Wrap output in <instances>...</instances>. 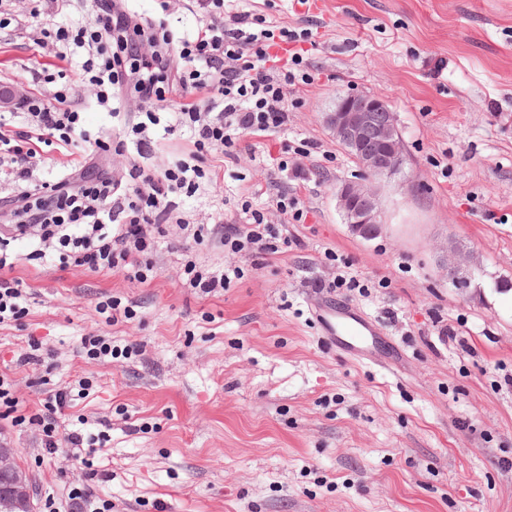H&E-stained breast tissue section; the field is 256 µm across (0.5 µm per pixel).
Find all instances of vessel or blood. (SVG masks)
I'll return each instance as SVG.
<instances>
[{"label": "vessel or blood", "mask_w": 512, "mask_h": 512, "mask_svg": "<svg viewBox=\"0 0 512 512\" xmlns=\"http://www.w3.org/2000/svg\"><path fill=\"white\" fill-rule=\"evenodd\" d=\"M312 306L316 320L333 345L357 359L368 356L365 343L368 337L378 333L370 321L356 314L349 306L333 300L317 299Z\"/></svg>", "instance_id": "obj_1"}]
</instances>
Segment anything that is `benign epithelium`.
<instances>
[{
	"label": "benign epithelium",
	"mask_w": 512,
	"mask_h": 512,
	"mask_svg": "<svg viewBox=\"0 0 512 512\" xmlns=\"http://www.w3.org/2000/svg\"><path fill=\"white\" fill-rule=\"evenodd\" d=\"M324 122L336 141L354 158L364 173L348 180L336 192L344 223L357 234L369 236L384 221L373 182L403 172L407 157L402 134L385 98L379 94H349L326 113ZM473 276L471 260L458 249L448 255V282L465 287ZM0 509L3 512H36L29 473L18 462L14 449L0 440Z\"/></svg>",
	"instance_id": "1"
}]
</instances>
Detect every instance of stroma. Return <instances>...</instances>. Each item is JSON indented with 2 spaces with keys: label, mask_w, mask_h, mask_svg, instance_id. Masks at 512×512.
<instances>
[{
  "label": "stroma",
  "mask_w": 512,
  "mask_h": 512,
  "mask_svg": "<svg viewBox=\"0 0 512 512\" xmlns=\"http://www.w3.org/2000/svg\"><path fill=\"white\" fill-rule=\"evenodd\" d=\"M255 0L257 13L312 36L292 42L311 76L289 96L288 129L246 136L237 160L209 157L217 179L181 197L191 247L221 270L243 268L223 294L181 286L177 225L167 227L151 284L19 260L29 312L0 327V370L34 407L51 387L83 388L62 430L86 425L103 450L42 458L36 434L0 420L30 472L36 504L61 499L92 474L112 512H512V0ZM0 86L52 96L66 71L70 105L90 130L107 119L81 81L79 59L37 49L21 0H0ZM383 95L409 164L378 183L384 225L355 234L336 190L360 177L323 121L338 98ZM182 132L129 144L108 166L164 168L186 154ZM288 171H280L281 162ZM301 221L269 210L298 240L288 252L231 254L224 227L237 205L280 191ZM475 262L471 283L448 282V252ZM344 271L364 290L339 288L399 348L392 367L331 348L312 316L322 281ZM121 298L136 316L111 325L96 306ZM139 347L131 358L87 359L84 335ZM38 345L45 362L18 365ZM51 385H43V376Z\"/></svg>",
  "instance_id": "stroma-1"
}]
</instances>
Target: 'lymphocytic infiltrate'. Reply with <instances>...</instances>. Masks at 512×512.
I'll use <instances>...</instances> for the list:
<instances>
[{
    "label": "lymphocytic infiltrate",
    "instance_id": "1",
    "mask_svg": "<svg viewBox=\"0 0 512 512\" xmlns=\"http://www.w3.org/2000/svg\"><path fill=\"white\" fill-rule=\"evenodd\" d=\"M159 11L144 22H133L125 0H93L87 20L60 25L69 0H50L53 17L41 29L64 50L79 54L84 80L94 88L106 111L108 129L84 128L72 110L68 85L53 99L32 93L21 97L15 111L0 113V161L10 163L7 176L16 186L13 207L0 221V326L17 322L29 294L12 278L19 259L14 243H25L27 260L99 275L121 273L131 283L145 285L157 276L152 256L165 225L178 223L185 237L203 243L210 230L204 224L179 219L178 197L195 193L209 175L204 165L211 152L238 157L243 136L281 133L288 127V88L308 83L302 56L289 67L268 68L270 51L280 41H305L308 30L294 31L268 21L249 9L247 0H195L201 14L192 33L170 21L169 0H156ZM139 103L138 122H131L130 100ZM176 107L174 124L163 122ZM189 131L193 148L160 170L131 165L117 178L99 165L101 158L124 154L129 137L147 140L150 133ZM69 156L61 171L34 180L40 147ZM240 223L224 227L228 252L258 250L276 254L291 246L276 232L264 209L241 203ZM241 267L213 271L184 251L182 285L204 294L224 289L242 278ZM14 379L0 372V405L11 423L34 430L44 456L67 446L81 458L94 438L84 430L61 431L59 420L72 391L56 390L34 412L19 409ZM46 512H112L110 500L95 495L86 480L68 487L64 503L46 498Z\"/></svg>",
    "mask_w": 512,
    "mask_h": 512
}]
</instances>
